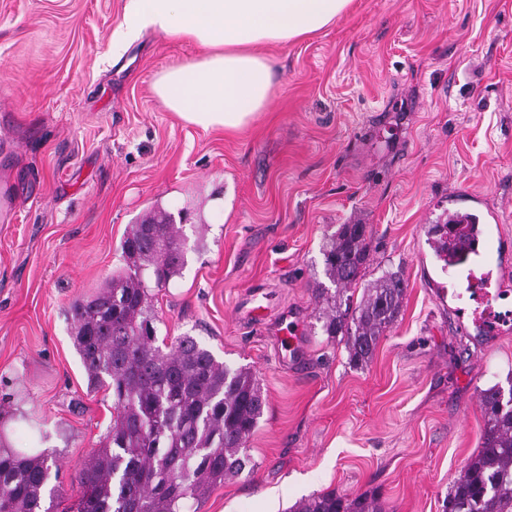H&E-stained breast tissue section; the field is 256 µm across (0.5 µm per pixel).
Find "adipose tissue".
<instances>
[{"instance_id": "obj_1", "label": "adipose tissue", "mask_w": 512, "mask_h": 512, "mask_svg": "<svg viewBox=\"0 0 512 512\" xmlns=\"http://www.w3.org/2000/svg\"><path fill=\"white\" fill-rule=\"evenodd\" d=\"M352 0H124L112 47L121 51L144 31L199 47V57L172 65L153 82L163 106L203 128L240 130L268 111L275 73L262 50L321 31Z\"/></svg>"}]
</instances>
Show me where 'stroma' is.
I'll use <instances>...</instances> for the list:
<instances>
[{
  "mask_svg": "<svg viewBox=\"0 0 512 512\" xmlns=\"http://www.w3.org/2000/svg\"><path fill=\"white\" fill-rule=\"evenodd\" d=\"M124 0H0V431L57 456L64 490L97 448L112 395L87 390L71 305L122 265L130 224L185 211L181 275L151 291L157 337H194L250 368L267 407L250 463L197 512H288L324 491L388 512H443L477 453L479 393L512 374V332L442 296L428 231L474 207L512 287V0H354L328 29L270 49L269 112L227 132L152 92L198 47L145 31L121 56ZM367 225V280L400 272L402 312L367 366L315 315L322 245ZM204 249H196L197 239ZM298 344L280 360L283 320Z\"/></svg>",
  "mask_w": 512,
  "mask_h": 512,
  "instance_id": "35a3bbf8",
  "label": "stroma"
}]
</instances>
